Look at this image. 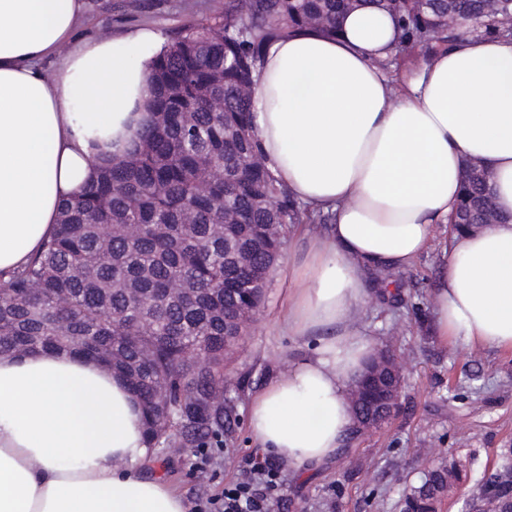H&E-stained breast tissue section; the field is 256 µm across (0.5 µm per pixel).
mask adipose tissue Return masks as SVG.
<instances>
[{"mask_svg":"<svg viewBox=\"0 0 512 512\" xmlns=\"http://www.w3.org/2000/svg\"><path fill=\"white\" fill-rule=\"evenodd\" d=\"M87 0H0V273L54 235L62 203L123 156L143 119L159 35L138 29L75 47ZM397 26L343 15L336 35L270 45L254 126L269 169L325 233L294 227L281 270V331L296 354L255 392L248 431L301 475L336 456L355 420L349 387L373 352L355 312L370 279L430 252L479 161L506 222L449 234L430 292L444 344L512 352V40L462 34L400 76L382 63ZM57 58V57H56ZM142 405L112 369L66 352L0 354V512H188L146 474Z\"/></svg>","mask_w":512,"mask_h":512,"instance_id":"ef3b65f1","label":"adipose tissue"}]
</instances>
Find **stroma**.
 Listing matches in <instances>:
<instances>
[{
  "label": "stroma",
  "instance_id": "1",
  "mask_svg": "<svg viewBox=\"0 0 512 512\" xmlns=\"http://www.w3.org/2000/svg\"><path fill=\"white\" fill-rule=\"evenodd\" d=\"M223 2L88 0L72 41L121 36L142 27L166 41L215 17ZM439 262L434 250L394 273L402 285V303L392 306L370 298L358 311L359 327L405 362L394 416L382 429L352 437L346 452L307 478L282 471L272 512H399L406 485L437 463L455 459L471 486L492 470L500 449L512 448V354L473 353L434 336L430 290ZM282 314V290L275 280L225 369L224 402L232 407L236 424L209 466L196 468L189 447L148 466L151 473L167 476L189 506L222 497L225 486L242 478L246 460L261 455L248 435L247 406L256 390L285 369L293 350L292 338L276 329Z\"/></svg>",
  "mask_w": 512,
  "mask_h": 512
}]
</instances>
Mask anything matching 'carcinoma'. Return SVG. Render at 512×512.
<instances>
[{
    "instance_id": "1",
    "label": "carcinoma",
    "mask_w": 512,
    "mask_h": 512,
    "mask_svg": "<svg viewBox=\"0 0 512 512\" xmlns=\"http://www.w3.org/2000/svg\"><path fill=\"white\" fill-rule=\"evenodd\" d=\"M388 11L400 30L392 61L440 49L468 28L512 37V7L490 0H224L164 46L148 72L155 120L139 142L101 168L60 211L56 235L0 279V353L52 349L100 361L139 396L150 447L203 448L231 433L217 399L224 367L260 307L294 224H329L295 200L261 157L252 112L255 72L268 44L295 33L337 32L364 6ZM248 88L245 95L242 90ZM224 99V111L209 103ZM487 174L466 176L458 224H477ZM355 407L388 417L392 383L368 369ZM462 470L441 462L403 492L400 512H439ZM512 498V448L501 451L477 492Z\"/></svg>"
}]
</instances>
